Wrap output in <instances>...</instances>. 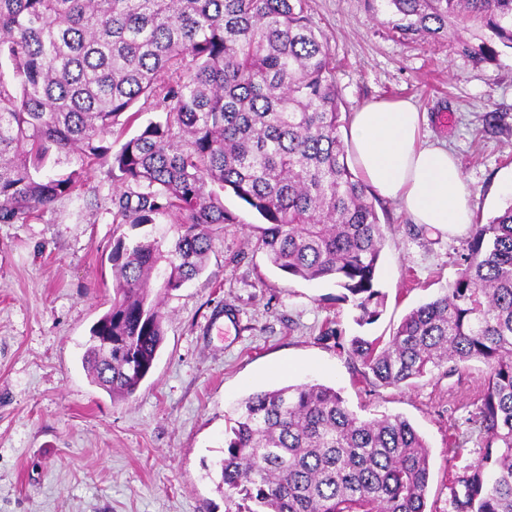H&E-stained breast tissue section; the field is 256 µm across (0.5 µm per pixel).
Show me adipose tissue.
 Wrapping results in <instances>:
<instances>
[{
    "label": "adipose tissue",
    "instance_id": "1",
    "mask_svg": "<svg viewBox=\"0 0 512 512\" xmlns=\"http://www.w3.org/2000/svg\"><path fill=\"white\" fill-rule=\"evenodd\" d=\"M424 113L406 100L353 112L346 140L363 180L397 202L413 223L454 232L473 221L464 173L446 143L430 141Z\"/></svg>",
    "mask_w": 512,
    "mask_h": 512
}]
</instances>
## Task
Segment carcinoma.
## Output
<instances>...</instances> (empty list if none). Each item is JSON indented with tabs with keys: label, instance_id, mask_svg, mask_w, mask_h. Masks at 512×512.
I'll return each instance as SVG.
<instances>
[{
	"label": "carcinoma",
	"instance_id": "obj_1",
	"mask_svg": "<svg viewBox=\"0 0 512 512\" xmlns=\"http://www.w3.org/2000/svg\"><path fill=\"white\" fill-rule=\"evenodd\" d=\"M412 39L477 22L512 48V0H371ZM0 224H28L84 192L90 170L126 190L112 223L177 218L171 242L113 240L112 304L92 336V383L133 396L164 340L159 299L197 275L229 190L264 224L249 243L277 270L345 290L361 326L384 307L385 234L342 139L329 46L307 0H0ZM142 102L134 111L132 106ZM157 117L117 151L118 125ZM457 277L388 340L351 360L382 387L485 366L471 422L481 461L448 481L456 512H512V198L472 224ZM224 438L218 489L235 512H427L426 440L401 415L363 419L320 383L255 391ZM463 488L458 493L456 486Z\"/></svg>",
	"mask_w": 512,
	"mask_h": 512
}]
</instances>
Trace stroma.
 <instances>
[{
  "label": "stroma",
  "instance_id": "35a3bbf8",
  "mask_svg": "<svg viewBox=\"0 0 512 512\" xmlns=\"http://www.w3.org/2000/svg\"><path fill=\"white\" fill-rule=\"evenodd\" d=\"M336 59L343 112L372 100H409L431 140L461 165L474 221L512 197V48L475 62L461 42L487 40L473 23L405 40L368 0H309ZM89 192L61 198L28 224H0V512H234L218 491L234 404L257 390L315 381L360 416L399 414L431 454L427 506L453 512L449 474L483 450L469 422L484 367L434 372L401 389L372 385L350 363L352 336H391L414 307L444 292L465 232L425 230L375 199L386 228L376 286L383 312L355 322L328 281L276 271L247 240L258 213L232 193L235 223L218 231L203 272L163 302V344L150 375L115 401L82 365L90 328L112 301L108 255L123 187L91 171Z\"/></svg>",
  "mask_w": 512,
  "mask_h": 512
}]
</instances>
